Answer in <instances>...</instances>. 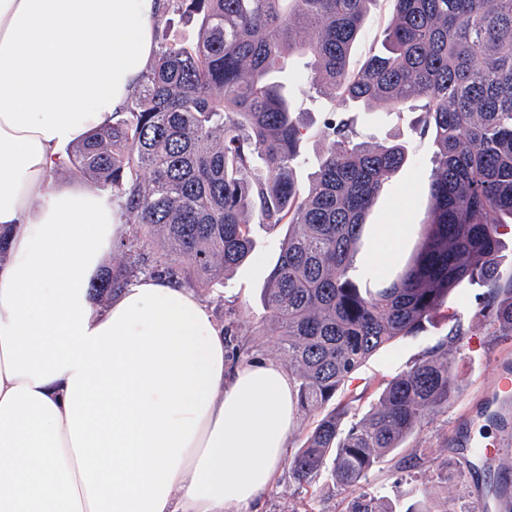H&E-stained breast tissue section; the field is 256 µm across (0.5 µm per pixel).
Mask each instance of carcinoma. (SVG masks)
Listing matches in <instances>:
<instances>
[{"mask_svg": "<svg viewBox=\"0 0 512 512\" xmlns=\"http://www.w3.org/2000/svg\"><path fill=\"white\" fill-rule=\"evenodd\" d=\"M375 0H166L157 52L119 118L62 152L112 195L130 230L118 263L91 284L105 303L139 277L201 291L224 308V277L253 252V227L287 231L255 336H274L297 402L315 417L290 455L299 486L324 471L360 491L348 512H395L362 491L457 389L440 342L384 383L377 405L344 422L336 394L382 347L417 336L465 283L512 333V275L501 287L502 218L512 219V0H395L383 50L348 59ZM311 56L297 91L332 102H420L415 131L437 147L430 219L410 265L376 288L354 277L365 216L405 145L359 138L354 118L319 125L294 108L284 59ZM311 185L297 175L308 140Z\"/></svg>", "mask_w": 512, "mask_h": 512, "instance_id": "carcinoma-1", "label": "carcinoma"}]
</instances>
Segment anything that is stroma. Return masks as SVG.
Wrapping results in <instances>:
<instances>
[{"instance_id":"1","label":"stroma","mask_w":512,"mask_h":512,"mask_svg":"<svg viewBox=\"0 0 512 512\" xmlns=\"http://www.w3.org/2000/svg\"><path fill=\"white\" fill-rule=\"evenodd\" d=\"M395 16L394 0H376L369 19L349 57L360 68L380 50L384 31ZM357 128L367 139L405 144L409 161L387 177L365 217L357 270L365 279L382 284L393 279L410 261L421 224L430 204L429 183L436 145L429 136L413 130V113L401 115L376 103L358 107ZM283 230L255 229L256 248L224 282V309L214 312L221 320L232 311L243 330L249 331L263 315L262 296L279 253ZM487 290L466 284L448 297V313L416 336L397 339L373 354L336 398L347 403L355 417L364 416L378 402L383 383L407 370L425 351L449 340L458 389L448 406L421 422L403 448L388 455L370 474L366 488L396 512L413 503H429L434 512H483L482 503L496 499L492 476L512 478V397L500 400L501 422L489 421L485 406L495 395L502 375L512 374V336L501 335L496 324L481 311ZM459 342H451L453 332ZM496 449L489 467L473 463L472 444ZM352 491L329 479L318 478L312 492L297 488L288 471L260 497L258 512H346Z\"/></svg>"}]
</instances>
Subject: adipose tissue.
Listing matches in <instances>:
<instances>
[{
  "label": "adipose tissue",
  "mask_w": 512,
  "mask_h": 512,
  "mask_svg": "<svg viewBox=\"0 0 512 512\" xmlns=\"http://www.w3.org/2000/svg\"><path fill=\"white\" fill-rule=\"evenodd\" d=\"M162 11L0 0V512H249L286 459L287 371L230 364L191 289L142 278L98 307L125 217L53 178L137 89Z\"/></svg>",
  "instance_id": "1"
}]
</instances>
